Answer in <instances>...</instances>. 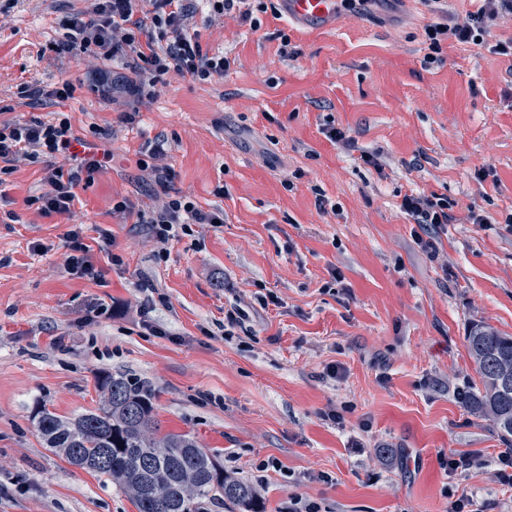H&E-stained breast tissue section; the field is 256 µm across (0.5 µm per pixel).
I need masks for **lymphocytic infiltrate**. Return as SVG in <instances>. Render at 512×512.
<instances>
[{"label": "lymphocytic infiltrate", "mask_w": 512, "mask_h": 512, "mask_svg": "<svg viewBox=\"0 0 512 512\" xmlns=\"http://www.w3.org/2000/svg\"><path fill=\"white\" fill-rule=\"evenodd\" d=\"M433 2L437 19L423 28L429 48L424 62L428 65L438 61L443 43L480 45L491 37L498 21L512 20V0H478V8L455 24L447 21L453 0ZM264 9L261 2L254 5L250 0H90L89 8L67 19L66 38L54 43L53 49L70 55L77 63L88 64L89 89L106 101L121 98L125 109L119 121L131 125L139 115V103L158 95L162 75L174 71L207 83L229 70L231 61L227 56L203 49L194 28L197 13H205L207 20L213 21L235 11L257 29L261 22L255 14ZM99 59L122 63L125 74L112 77L109 71L96 67ZM144 154L139 167L153 189L164 193V200L148 216L127 199L115 203L114 213L147 224L151 236L161 243L176 232H189L195 224L223 223V211L206 210L189 196L169 194L172 173L163 162V141L146 143ZM41 158L53 161L46 188L40 195L27 197L25 204L36 207L42 216L59 215L70 220L67 266L72 273L97 277L87 257L89 248L83 241L82 228L74 222V203L77 188L88 186L96 175L111 169L112 151L107 145L94 146L76 136L70 119L62 112L51 121L33 116L0 123V162L11 165ZM401 209L422 231L418 240L421 249L429 257H436L437 233L452 221L447 197L409 194L403 197Z\"/></svg>", "instance_id": "f902f5d3"}]
</instances>
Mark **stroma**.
<instances>
[{"label":"stroma","mask_w":512,"mask_h":512,"mask_svg":"<svg viewBox=\"0 0 512 512\" xmlns=\"http://www.w3.org/2000/svg\"><path fill=\"white\" fill-rule=\"evenodd\" d=\"M275 3L257 30L235 14L197 19L229 70L208 83L162 76L138 126L85 89L65 103L76 134L108 135L114 154L75 202L99 278L68 269L65 218L24 203L44 191L45 162L0 176V213L17 215L0 222V512H137L46 448L32 418L39 405L97 408L107 373L152 390L162 432L194 435L264 512L298 498L318 512H448L459 498L512 512V486L496 477L512 447L458 398L479 383L469 327L512 335V58L447 43L423 67L426 0L332 31L290 24ZM86 7L17 0L0 28V122L50 119L20 88L82 77L47 46ZM330 126L353 148L331 142ZM159 135L173 189L224 212L165 244L112 212L124 197L154 203L137 161ZM411 192L451 205L437 258L400 208ZM473 207L488 223L470 222ZM234 306L245 317L229 328ZM453 456L478 463L452 470Z\"/></svg>","instance_id":"1"}]
</instances>
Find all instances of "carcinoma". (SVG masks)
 Returning <instances> with one entry per match:
<instances>
[{
  "label": "carcinoma",
  "mask_w": 512,
  "mask_h": 512,
  "mask_svg": "<svg viewBox=\"0 0 512 512\" xmlns=\"http://www.w3.org/2000/svg\"><path fill=\"white\" fill-rule=\"evenodd\" d=\"M466 342L482 387L461 393V403L512 443V336L476 324ZM97 387L102 402L94 411L66 419L42 406L34 411L38 433L68 464L106 476L137 512H205L218 497L263 512L252 487L217 470L193 435L159 433L151 391L112 374Z\"/></svg>",
  "instance_id": "obj_1"
}]
</instances>
